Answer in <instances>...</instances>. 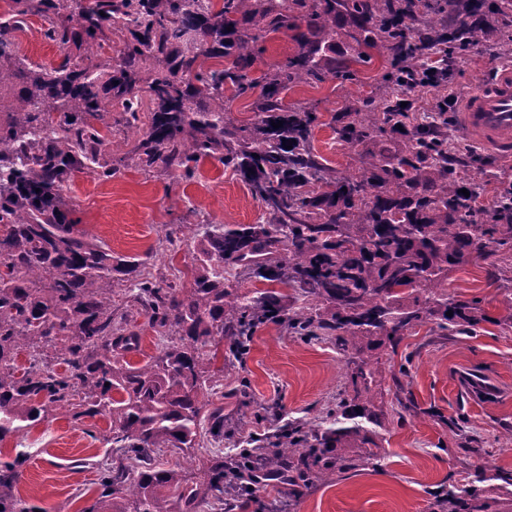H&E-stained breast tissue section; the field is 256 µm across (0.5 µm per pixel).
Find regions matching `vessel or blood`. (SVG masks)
I'll list each match as a JSON object with an SVG mask.
<instances>
[{
  "mask_svg": "<svg viewBox=\"0 0 512 512\" xmlns=\"http://www.w3.org/2000/svg\"><path fill=\"white\" fill-rule=\"evenodd\" d=\"M456 120L472 143L512 159V65L495 68L471 85Z\"/></svg>",
  "mask_w": 512,
  "mask_h": 512,
  "instance_id": "b4317fda",
  "label": "vessel or blood"
}]
</instances>
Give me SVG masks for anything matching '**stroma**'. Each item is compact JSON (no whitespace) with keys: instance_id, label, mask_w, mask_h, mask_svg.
Instances as JSON below:
<instances>
[{"instance_id":"obj_1","label":"stroma","mask_w":512,"mask_h":512,"mask_svg":"<svg viewBox=\"0 0 512 512\" xmlns=\"http://www.w3.org/2000/svg\"><path fill=\"white\" fill-rule=\"evenodd\" d=\"M46 23L33 17L14 31L20 55L40 64L56 63L65 46L44 36ZM501 47L487 43L454 61L449 82L459 90L501 66ZM352 60L354 75L344 81L327 75L301 83L284 94L285 105H315L319 121L312 130L315 153L337 175L357 169L362 159L393 155L394 139L378 136L357 145L340 142L336 115L375 109L382 93L381 56L356 62V44L343 37L332 52ZM441 121L460 177L480 185V201L491 204L499 171L512 173V159L473 150L451 115ZM63 194L77 230L104 242L113 255L139 261L156 280L174 274L191 277L192 224H253L263 215L244 184L215 159L200 163L192 180L161 166L135 164L99 179L75 173ZM502 247L490 245L486 258L453 267L448 292L456 299H480L489 316L470 333L429 335L415 328L398 345L381 343L366 354L377 371L373 404L384 416L378 429L379 466H362L332 475L294 493L287 482L259 488L246 512H432L440 487L464 483L474 466L512 473V272L499 270ZM354 351L335 340H305L268 325L258 329L245 363L224 368V383L206 387L203 406L224 404L228 435L203 448L157 453L156 467L181 466L198 475L215 456L235 453L239 433L270 432L290 422L318 423L342 400L353 401L348 378ZM109 421L102 416L75 418L60 408L26 431L0 442V455L25 448L29 459L17 484L18 495L40 512H85L98 498L97 466L112 460L102 436Z\"/></svg>"}]
</instances>
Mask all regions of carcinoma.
<instances>
[{
  "label": "carcinoma",
  "mask_w": 512,
  "mask_h": 512,
  "mask_svg": "<svg viewBox=\"0 0 512 512\" xmlns=\"http://www.w3.org/2000/svg\"><path fill=\"white\" fill-rule=\"evenodd\" d=\"M0 28L18 29L32 16L49 22L48 38L82 51L55 65L18 54L0 35V441L41 421L57 407L75 417L106 416L105 441L117 462L98 467L99 498L90 512H199L224 503L243 465L263 482L285 479L307 487L361 460L374 464L380 413L371 400L376 371L354 361L363 399L340 401L317 426L292 423L263 438L248 456L211 459L196 479L157 469L163 448L198 445L199 395L219 381L210 371L219 341L232 340L243 359L257 328L272 323L306 338L333 337L359 355L382 340L398 343L417 326L446 336L469 332L490 317L480 301L448 294V270L483 256L489 244L512 247V180L500 181L493 208L474 205L476 185L448 163V138L434 122L394 108L390 94L447 78H426L425 53L448 57L488 38L486 28L450 19L454 0H5ZM65 7L70 18L56 22ZM512 17V0H469V12ZM358 57L374 49L388 58L385 96L375 112H344L337 130L347 144L373 134L398 142L389 159L362 161L332 176L313 153L317 113L286 107L281 94L327 76L325 53L340 35L336 17ZM122 46L112 57L99 36ZM292 32L297 51L253 75L257 44ZM209 60L217 66L207 67ZM252 96L256 119L237 126L224 117V96ZM153 109L142 123L143 98ZM142 134L118 159L193 178L199 164L232 168L264 208L257 224H207L193 233L191 287L142 279L134 259L112 256L105 244L75 230L62 185L87 169L108 178L103 161L112 132V103ZM283 122L275 128L272 123ZM469 191V195L460 190ZM240 275L290 288L302 298L285 308L266 289L248 297ZM129 284L131 306L167 344L137 367L118 352L134 350L139 334L128 313L115 322L112 288ZM453 311L448 316L446 312ZM26 349H51L66 364L57 371L34 362L18 372ZM210 429H224V405L210 409ZM27 462L19 452L0 459V512H35L15 493ZM477 468L469 480L435 497L433 512H494Z\"/></svg>",
  "instance_id": "carcinoma-1"
}]
</instances>
